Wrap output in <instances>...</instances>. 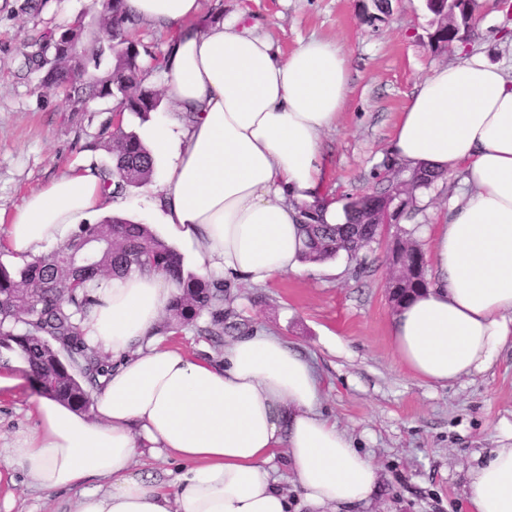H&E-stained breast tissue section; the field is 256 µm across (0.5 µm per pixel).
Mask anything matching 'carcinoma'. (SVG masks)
I'll return each instance as SVG.
<instances>
[{
    "label": "carcinoma",
    "instance_id": "cac0c4a2",
    "mask_svg": "<svg viewBox=\"0 0 512 512\" xmlns=\"http://www.w3.org/2000/svg\"><path fill=\"white\" fill-rule=\"evenodd\" d=\"M92 13L90 28L79 16L60 32L44 36L38 50L27 56L28 65L45 70L41 88L66 91L75 114L85 111L91 99H114L121 111L148 119L158 111L161 99L145 80L149 70L163 68L164 59L140 50L130 39L134 19L126 12L125 0H93ZM102 29L104 36L99 35ZM76 50L81 56L74 66L71 55ZM95 146L104 147L111 156V164L100 174L113 186V196L151 182L154 160L135 133L120 124L112 126L109 119ZM347 213L345 224H323L313 213L305 217L301 224L305 257L320 261L340 253L353 260L360 257L346 244L369 235L370 225L362 223L364 211L349 205ZM90 237L102 240L105 247L87 263L73 260V250ZM135 270L161 272L179 288L159 334L192 323L205 312L209 320L201 332L216 338L224 335V302L231 301L224 280L188 272L178 250L148 225L114 216L82 226L55 254L35 257L19 269L0 264V366L15 357L22 359L41 394L87 410L91 393L99 389V379L112 371V362L102 360L87 344L83 323L103 304L101 277H122ZM422 287L416 273L399 281L397 304L408 302Z\"/></svg>",
    "mask_w": 512,
    "mask_h": 512
}]
</instances>
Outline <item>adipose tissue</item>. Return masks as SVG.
<instances>
[{
    "label": "adipose tissue",
    "instance_id": "ef3b65f1",
    "mask_svg": "<svg viewBox=\"0 0 512 512\" xmlns=\"http://www.w3.org/2000/svg\"><path fill=\"white\" fill-rule=\"evenodd\" d=\"M126 9L173 33L162 82L172 109L142 134L167 161L149 187L159 223L188 243L202 276L264 284L309 270L302 209L346 221L344 203L320 195L322 137L350 91L344 46L312 38L282 58L243 10L204 22L201 0H126ZM389 151L411 169L464 174L466 192L429 240L431 284L391 325L401 364L445 386L486 372L512 339V77L481 53L437 68ZM125 206L95 166L73 167L0 211V247L22 260ZM175 292L160 274L103 281L86 336L111 354L112 372L92 415L38 398L36 426L0 449L8 466L35 491L73 493L72 512H290L268 467L281 448L316 512L366 499L375 468L320 412L311 361L264 330L217 361L171 348L154 330ZM146 448L180 462L171 482L135 471ZM469 478L470 512H512V446L492 449Z\"/></svg>",
    "mask_w": 512,
    "mask_h": 512
}]
</instances>
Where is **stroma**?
Instances as JSON below:
<instances>
[{
    "label": "stroma",
    "mask_w": 512,
    "mask_h": 512,
    "mask_svg": "<svg viewBox=\"0 0 512 512\" xmlns=\"http://www.w3.org/2000/svg\"><path fill=\"white\" fill-rule=\"evenodd\" d=\"M91 5L43 0L31 10L27 0H0L1 211H13L70 167L111 162L104 149L91 146L110 102L72 114L61 93L40 90L41 71L26 63L48 32ZM243 5L281 55L312 37L344 46L350 95L323 136L322 193L345 203L368 190L384 170L395 126L420 79L457 59L454 49L432 43L425 0H390L385 14L373 0H202L204 13L220 20ZM510 26L512 14L502 12L499 0H481L468 45L512 75V44L498 37ZM461 188L456 175L435 182L416 218L400 219L360 260L342 254L322 261L316 272L231 285L222 338L201 335L193 324L164 336L183 353L217 358L225 345L262 328L311 359L322 381V413L336 420L377 473L367 500L334 512H469V469L490 449L512 444L511 346L486 373L443 387L422 384L401 366L391 338L395 307L387 282L394 238L447 223ZM9 369L20 383L0 396V448L37 423L38 392L25 363L13 359ZM72 499L31 490L0 460V512H70Z\"/></svg>",
    "instance_id": "stroma-1"
}]
</instances>
